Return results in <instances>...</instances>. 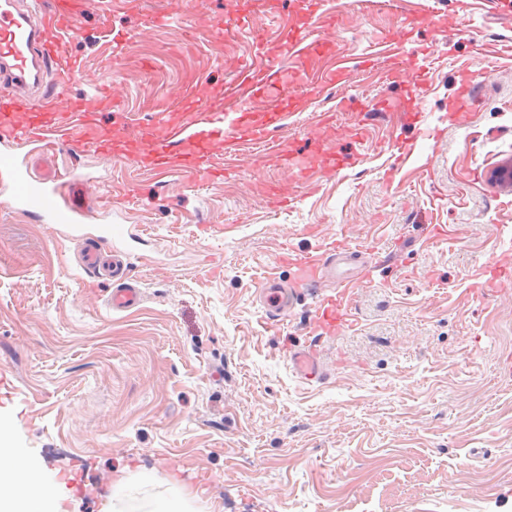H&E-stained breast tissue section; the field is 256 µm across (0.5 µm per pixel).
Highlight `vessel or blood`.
Returning <instances> with one entry per match:
<instances>
[{
	"instance_id": "1",
	"label": "vessel or blood",
	"mask_w": 512,
	"mask_h": 512,
	"mask_svg": "<svg viewBox=\"0 0 512 512\" xmlns=\"http://www.w3.org/2000/svg\"><path fill=\"white\" fill-rule=\"evenodd\" d=\"M83 0H57L54 10L42 8L40 0H0V64L9 67L11 77L19 83L33 82L36 91L29 97L0 96V112H31L35 118L18 127L8 120L0 121V140L17 139L49 147L67 148L76 153L108 154L112 141L106 137L89 138L92 115L82 103L61 105L60 97L69 83L80 73L78 66L66 55L67 44L81 34ZM278 73L267 68L247 65L238 75L236 89L237 111L213 110L206 104H196L197 119L188 124L182 113H164L154 148L146 154L138 149V138L126 139L125 154L154 169L172 165V148L191 146L194 155L193 170L198 179L212 175L210 159L215 145H227L241 138L261 140L281 126L282 114L278 109L264 112L262 117L245 111L244 106L255 92H269L277 83ZM11 177V197L15 205L40 210L54 224L74 225L77 217L85 216L78 203L58 207L54 201V188L47 181L21 170L13 153H0V173ZM359 247H332L318 258L294 260L282 256L284 264L294 265L296 272L289 283L272 278L261 283L265 309L277 316L284 293H297L304 288L320 285L325 277H332L335 291L322 297L315 308L320 325L333 327L346 316L350 301L346 294L351 286L345 263L360 258ZM296 373L304 380L313 381L321 376L319 357L314 348L293 351L288 355Z\"/></svg>"
}]
</instances>
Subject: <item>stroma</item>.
<instances>
[{
	"label": "stroma",
	"instance_id": "stroma-1",
	"mask_svg": "<svg viewBox=\"0 0 512 512\" xmlns=\"http://www.w3.org/2000/svg\"><path fill=\"white\" fill-rule=\"evenodd\" d=\"M250 2L255 26L229 31L235 0H115L107 33L89 0L68 97L115 139L186 94L222 105L244 65H276L289 28L310 33L303 0ZM323 9L332 48L287 61L288 89L341 62L346 77L275 141L216 149L210 181L186 162L161 174L117 152L7 144L54 175L59 205L88 211L78 231L48 223L0 176V421L65 485V512H112L120 479L140 512L178 491L192 512H512V180L498 176L512 67L448 119L460 70L512 46V0ZM107 79L110 109L96 97ZM401 143L413 154L398 170ZM324 149L344 167L322 170ZM344 242L366 251L347 318L312 324L302 294L270 319L258 284L293 276L281 255ZM116 263L141 292L127 310L109 302ZM309 345L310 382L288 360Z\"/></svg>",
	"mask_w": 512,
	"mask_h": 512
}]
</instances>
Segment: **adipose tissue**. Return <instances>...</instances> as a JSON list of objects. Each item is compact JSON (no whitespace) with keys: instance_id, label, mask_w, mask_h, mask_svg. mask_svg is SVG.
Returning a JSON list of instances; mask_svg holds the SVG:
<instances>
[{"instance_id":"1","label":"adipose tissue","mask_w":512,"mask_h":512,"mask_svg":"<svg viewBox=\"0 0 512 512\" xmlns=\"http://www.w3.org/2000/svg\"><path fill=\"white\" fill-rule=\"evenodd\" d=\"M0 512H61L60 498L48 491L38 458L13 444L1 422Z\"/></svg>"}]
</instances>
